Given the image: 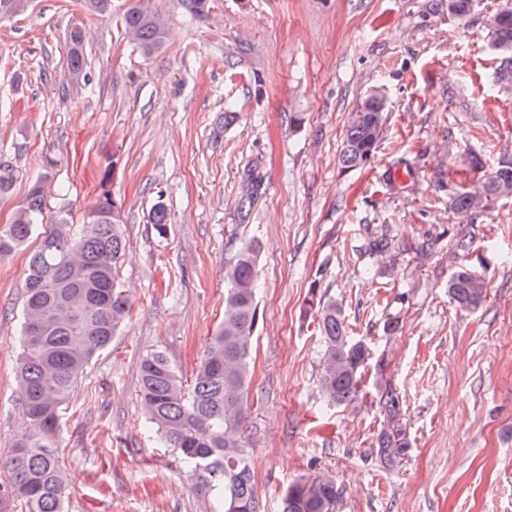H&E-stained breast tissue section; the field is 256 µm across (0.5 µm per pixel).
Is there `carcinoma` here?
<instances>
[{
	"mask_svg": "<svg viewBox=\"0 0 512 512\" xmlns=\"http://www.w3.org/2000/svg\"><path fill=\"white\" fill-rule=\"evenodd\" d=\"M124 33L145 56L160 51L167 26L162 14L146 0L122 16ZM494 45L500 51L494 71L497 84L512 83V8L493 18ZM84 36L74 27L67 34L68 85L87 81ZM384 95L374 93L348 123L339 162L343 171L366 165L374 154L382 126ZM51 173L33 183L21 200L8 233H0V256H8L38 234L30 253L23 290L22 352L16 378L24 413L34 435L18 443L0 463V512H63L67 494L57 434L60 416L74 383L92 360L112 342L130 312L119 288L116 266L126 249L122 204L104 171L99 191L74 228L59 212L43 224L45 193ZM16 181V167L0 154V194ZM512 195V163L500 165L480 188L464 189L452 199L463 213L493 198ZM169 213L163 202L151 212L150 224L164 237ZM259 245L241 247L224 270V320L204 348L190 378L185 379L160 352L139 363L138 398L148 424L193 468L207 488L209 512H259L254 475L247 461L243 425L250 388V365L259 322ZM448 293L458 307L475 310L483 302L486 284L462 266L448 279ZM308 306L319 321L324 351L321 387L336 405L359 399L369 352L352 341L341 307L317 287L309 290ZM400 451L390 434L378 436L377 452L391 463ZM341 490L327 475L302 476L283 492L280 512H336Z\"/></svg>",
	"mask_w": 512,
	"mask_h": 512,
	"instance_id": "carcinoma-1",
	"label": "carcinoma"
}]
</instances>
